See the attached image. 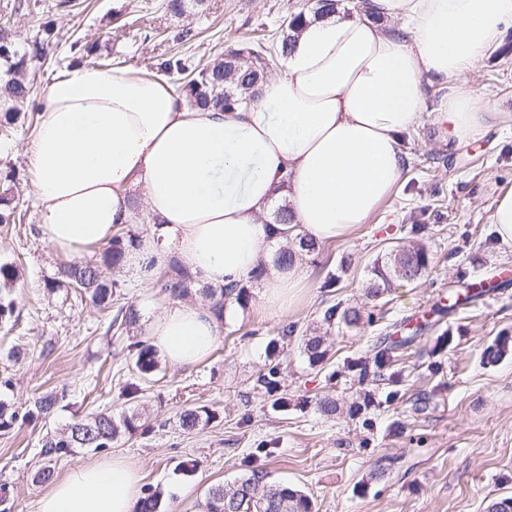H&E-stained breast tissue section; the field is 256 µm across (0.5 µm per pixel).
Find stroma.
<instances>
[{
  "label": "stroma",
  "instance_id": "35a3bbf8",
  "mask_svg": "<svg viewBox=\"0 0 512 512\" xmlns=\"http://www.w3.org/2000/svg\"><path fill=\"white\" fill-rule=\"evenodd\" d=\"M315 8L316 0H204L175 15L163 0H0V28L18 43L40 42L46 53L28 64L36 77L30 103L0 134V195L21 216L0 225V263L18 272L11 293L16 322L0 327V379L12 387L0 398L19 409L47 391L68 394L67 406L48 418L0 432V486L11 512H38L48 491L33 480L42 464L39 440L101 409L118 418L141 413L152 430L123 434L99 452L76 449L54 461L57 476L119 459L138 469L142 487L162 491L166 512H200L212 486L253 469L304 491L315 512H487L491 501L512 497V354L495 363L483 358L496 337L512 336V286L445 317L432 314L460 287L512 271V245L500 242L492 222L497 198L512 190V25L471 76L493 114L489 129L457 143L425 117L402 140L410 159L403 185L348 240L303 257L305 283L291 310L267 313L261 287L253 285L249 303L225 322L222 341L194 367L161 364L140 381V397L126 399L124 383L137 379L127 337L109 334L108 312L79 293L47 288L68 257L43 239L26 148L43 118L36 106L48 85L68 69L103 61L155 75L174 55L204 64L269 42L286 18ZM186 28L196 33L188 44L178 39ZM416 241L432 256L426 275L368 299L377 254ZM118 278L139 310L134 334L147 338L150 320L168 301L128 272ZM334 304L371 310L373 320L360 328L326 323L324 311ZM418 325L420 339L396 367L399 399L387 401L389 387L376 377L344 370L345 360L371 350L378 328L396 326L406 335ZM288 326L294 332L286 337ZM315 333L328 348L317 366L302 345ZM441 336L451 337L449 347L437 348ZM433 363L438 372H430ZM275 364L288 399L284 411L272 409L256 384ZM326 395L340 406L335 416L316 407ZM202 405L215 419L200 431L184 430L181 412ZM188 460L196 468L185 474L180 464Z\"/></svg>",
  "mask_w": 512,
  "mask_h": 512
}]
</instances>
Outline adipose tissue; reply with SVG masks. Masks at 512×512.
Masks as SVG:
<instances>
[{"label":"adipose tissue","instance_id":"adipose-tissue-1","mask_svg":"<svg viewBox=\"0 0 512 512\" xmlns=\"http://www.w3.org/2000/svg\"><path fill=\"white\" fill-rule=\"evenodd\" d=\"M512 24V0H367L353 17L309 19L245 110L189 106L164 78L130 68L69 69L47 88L28 148L40 220L79 255L142 217L149 233L124 268L152 277L176 254L202 284L231 286L267 266L261 298L288 311L304 272L271 266L281 228L347 240L404 180L401 137L426 110L463 141L486 130L470 76ZM450 88L435 107L427 88ZM281 204L287 226L270 223ZM224 329L210 304L168 305L150 343L169 363L210 356ZM140 476L122 461L74 468L39 512H135Z\"/></svg>","mask_w":512,"mask_h":512}]
</instances>
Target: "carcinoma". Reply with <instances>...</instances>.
Returning <instances> with one entry per match:
<instances>
[{
	"instance_id": "carcinoma-1",
	"label": "carcinoma",
	"mask_w": 512,
	"mask_h": 512,
	"mask_svg": "<svg viewBox=\"0 0 512 512\" xmlns=\"http://www.w3.org/2000/svg\"><path fill=\"white\" fill-rule=\"evenodd\" d=\"M302 13L290 17L286 29L268 44L258 43L245 46L225 55V58L213 63L189 67L184 59L172 56L160 63V68L169 74L177 75L189 101L195 106L213 105L221 109L233 110L247 106L258 94L263 74L275 57L287 53L291 42V32L303 21ZM44 47L33 42L21 49L16 46L9 33L0 29V61L6 63L4 77L0 79V103L9 105L5 120H10V113L18 111V106L31 99L32 86L26 69L27 61L41 58ZM139 236L132 230L116 234L109 245L102 251L101 258L92 261H74L62 271L63 279L48 283L51 289L78 288L97 306L113 310L107 331L117 335L129 332L139 320L136 306L122 301L121 288L117 280H109L103 275L105 268H119L123 265L130 248L136 246ZM311 253L319 245L305 237H295L289 245L278 249L274 254V264L280 266L292 254L294 248ZM431 265V256L422 245H396L389 249L382 258L374 260L370 267V278L366 295L374 300L385 297L393 288L395 281L408 283L422 278ZM266 268L260 267L252 273L248 281L233 288H205L203 293L213 300L214 312L221 316L224 305L235 302L242 305L249 301V284L260 280ZM191 277L183 270L173 267L156 277L154 287L158 292L171 297H187L191 294ZM16 304L10 294L0 293V326L9 324L15 317ZM324 320L333 323L338 320L347 327L362 323L363 312L359 307H347L341 311L332 305L324 312ZM420 329H415L408 336H386L376 346L373 356H361L346 363L350 371L368 374L370 366L380 369L395 366L404 355V350L411 347ZM127 356L133 369L142 377L151 376L158 368V358L148 341L132 339L126 346ZM512 351V338L497 337L484 352L486 362H496ZM304 352L309 365L322 363L328 355L324 340L320 336L304 338ZM257 385L269 395L280 393L281 379L277 368L272 367L258 380ZM65 400L63 393H44L35 397L30 407L24 412L0 402V431H8L18 420L34 421L53 413ZM212 419V411L205 406L185 409L180 417L181 426L188 432L203 429ZM142 431L147 433L151 426L141 421L133 413L120 420L106 410L92 412L71 423L62 435L45 436L41 440L39 456L52 460L70 455L76 448L93 451L112 447V443L123 432ZM264 476L253 470L238 478L231 485L218 484L211 487L206 496L203 512H313V501L303 491L286 484L264 485ZM136 512H164L163 495L159 490H148L139 500Z\"/></svg>"
}]
</instances>
